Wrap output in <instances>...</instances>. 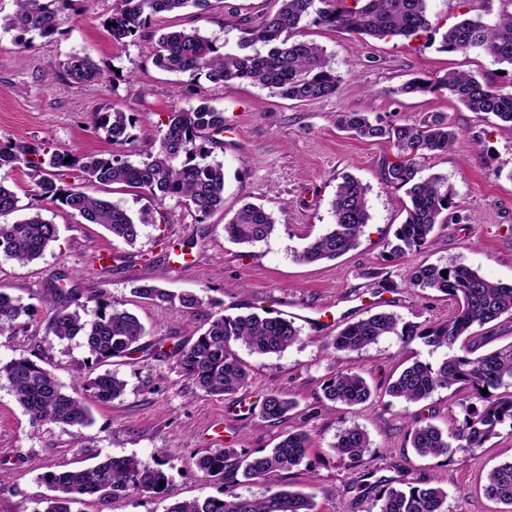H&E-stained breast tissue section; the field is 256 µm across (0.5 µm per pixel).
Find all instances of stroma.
Here are the masks:
<instances>
[{"instance_id": "35a3bbf8", "label": "stroma", "mask_w": 512, "mask_h": 512, "mask_svg": "<svg viewBox=\"0 0 512 512\" xmlns=\"http://www.w3.org/2000/svg\"><path fill=\"white\" fill-rule=\"evenodd\" d=\"M205 14L189 9L162 14L152 27L160 31L199 27L225 50L233 51L242 23L276 8L275 0H211ZM115 0H82L78 12L52 38L18 44L0 32V140H43L51 149L82 158L113 153L138 161L140 150L160 135L168 113L202 97L223 109L238 140L215 146L213 156L224 164V208L208 217L177 200H165L164 222L147 226L135 246L114 240L97 224L85 223L66 208L37 198L25 172H14L11 186L19 198L18 218L38 211L57 224L60 239L42 258L22 266L0 260V290L21 298L35 315L24 329L0 334V361L19 355L40 359L67 392L82 395L88 354L77 342L49 339L42 295L52 274L65 271L68 287L82 296L103 295L134 313L146 339L171 350L186 341L210 314L245 311L283 315L286 303L302 304L335 315L338 304L351 300L345 319L354 322L384 309L402 321L433 325L448 320L455 300L433 290L405 286L409 267L426 262L466 265L486 279L512 284V135L493 115L469 111L447 91L402 96L396 89L408 79L437 78L464 70L512 91V66L497 63L478 50L465 54L438 51L429 37L375 40L341 34L306 24L299 39L321 45L341 82L335 95L317 101H288L271 90L234 80L216 86L206 79L157 68L147 43L118 45L105 24ZM497 0H473L463 10L458 0H428L431 25L448 27L463 15L493 21ZM73 53L90 56L103 77L88 84H69L60 64ZM120 105L134 121L136 146L111 144L94 123L98 112ZM356 110L395 123L417 122L447 114L460 136L448 152L424 163V175L439 174L452 191L449 223L436 227L427 250L387 261L384 245L405 214L404 191L383 184L381 164L392 154L389 144L372 142L339 130L337 113ZM352 175L369 187L371 220L359 246L319 263L296 261L294 254L333 222L331 201L343 176ZM246 203L264 206L277 230L265 243L244 247L232 243L224 225ZM112 252L99 261L101 250ZM160 283L174 292H192L202 299L193 309L138 298L134 289ZM386 294L384 305L375 295ZM300 343L278 355H259L246 348L237 354L250 374L248 387L231 396H209L173 367L172 361L136 353L112 363L127 383L124 395L111 403H91V425L65 431L53 425H32L8 383L0 381V512H43L49 490L41 477L101 462L107 456H134L146 465L163 459L169 476L165 498L119 497L109 501L86 496L73 512H163L169 504L220 496V480L206 476L194 461L227 446L249 452L269 451L288 432L306 431L311 447L298 468L267 480L237 485L247 498L267 487L288 484L314 493L315 512H377L376 492L366 471L393 486H440L448 493V512H500L481 486L486 473L512 459V425L499 426L497 437L473 452L450 449L439 457L416 455L408 436L412 418L443 431L462 419L460 406L448 391L435 392L415 404L390 397L386 387L404 360L437 362L442 351L421 342L402 345L382 338L361 353L333 355L325 347L334 327L300 322ZM339 368L361 373L373 394L365 404L329 409L322 386ZM280 390L297 406L279 422L260 413H239L246 401L260 405L263 396ZM364 428L371 446L361 465L339 460L329 449L344 428Z\"/></svg>"}]
</instances>
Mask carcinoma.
I'll return each instance as SVG.
<instances>
[{
    "mask_svg": "<svg viewBox=\"0 0 512 512\" xmlns=\"http://www.w3.org/2000/svg\"><path fill=\"white\" fill-rule=\"evenodd\" d=\"M81 0H12L14 8L0 9V30L51 38L76 10ZM428 0H277L278 8L255 23L241 28L238 52H226L201 28L157 34L152 19L162 13L177 14L189 7L205 10L209 0H117L106 21L112 41L123 45L141 40L151 44L154 64L162 70L185 75L189 81L202 77L219 85L244 80L290 101L324 99L336 93L340 76L328 65L324 49L313 41L295 40L303 23L351 35L384 40L388 37L416 39L429 30ZM496 21L464 18L447 27L440 36L438 50L466 54L480 49L499 63L512 66V0H499ZM260 43L265 51L250 50ZM62 77L75 84L93 83L102 78L99 66L87 55L71 54L61 63ZM443 89L468 110L491 114L512 131V92H505L489 81L452 70L433 81L411 78L396 89L398 95H420ZM95 123L106 131L115 145L135 146V121L123 109L95 116ZM336 126L357 137L384 140L393 148L392 159L382 164L384 184L405 189L408 202L402 204L406 217L386 244L391 260L426 249L436 225L448 223L451 193L447 179L421 175L423 162L448 151L458 133L448 126L443 113H434L418 123H394L371 119L365 112L336 114ZM224 131V111L206 98L187 109L171 112L160 129L159 138L143 151L144 159L135 164L117 155H87L80 160L66 153L48 150L39 140L0 141V259L27 265L41 258L60 239L58 225L34 212L21 220L7 221L20 211L19 198L9 185L11 174L24 170L33 192L50 204H60L88 224H99L112 238L129 246L137 243L143 227L163 218L157 209H142L133 215L118 203L89 195L63 181V172L78 168L81 178L101 185L122 184L144 191L158 202L175 198L206 217L224 208V163L211 158L204 143ZM369 186L352 176L337 186L331 210L334 218L328 230L308 241L296 254L302 262L334 260L355 249L370 221ZM275 220L264 207L245 204L224 225V234L233 242L253 246L268 240ZM448 271L442 276V271ZM67 276L57 273L47 289L46 335L59 341L81 339L90 362L102 366L116 359L149 351L144 342V325L132 313L120 309L102 295L90 298L93 314L82 315L75 290L61 285ZM407 287L436 290L458 302L457 313L448 321L427 327L400 324L399 318L379 311L339 329L327 337L326 346L335 353H359L384 336L396 335L409 343L417 338L435 349L446 350L436 364L414 361L405 366L388 384L389 396L406 404L418 403L441 390L467 392L462 398L463 419L456 430L444 433L437 426L411 421L410 442L423 457H439L451 448L473 452L498 434L497 427L512 421V346L473 356V349L458 344L475 326H483L503 315L512 316V285L492 282L466 265L422 264L408 269ZM143 299L179 304L192 309L202 303L198 295H174L157 286L134 288ZM77 308L71 310L69 305ZM31 307L0 292V333L14 330ZM300 329L294 321L257 312L244 315H212L207 327L193 342L177 344L171 356L175 368L198 389L210 396L234 395L249 384L250 374L237 358L234 346L242 345L261 355L280 354L299 342ZM7 380L17 403L35 424H53L62 429H79L92 422L90 399L107 404L121 397L127 383L106 369L87 374L82 382L86 398L64 390L54 374L37 361L21 355L0 363V380ZM488 393H482V390ZM324 398L331 408L353 407L368 402L372 390L358 372L336 369L323 384ZM296 407L293 399L280 392H267L260 406L264 419L281 421ZM366 430L358 425L336 435L330 450L341 459L360 463L370 448ZM309 436L290 431L271 451L251 455L235 448H223L198 457L196 467L210 477L224 480L233 467L245 481L267 478L278 471L299 466L306 457ZM235 463H229V460ZM164 462L148 466L135 457H108L93 466L48 471L41 481L53 492L45 499L43 512H72V505L83 496L106 501L129 495L161 498L169 481ZM379 512H447V491L440 486L402 489L388 483L376 484ZM484 495L512 508V460L490 470L483 485ZM314 494L285 487L266 489L259 498H243L233 486L224 485L222 496L202 501L176 502L165 512H314Z\"/></svg>",
    "mask_w": 512,
    "mask_h": 512,
    "instance_id": "1",
    "label": "carcinoma"
}]
</instances>
